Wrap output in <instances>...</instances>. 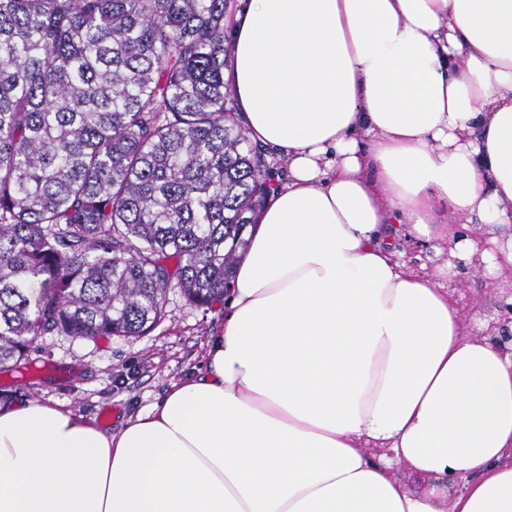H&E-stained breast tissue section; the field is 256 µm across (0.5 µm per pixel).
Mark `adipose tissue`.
<instances>
[{"label": "adipose tissue", "instance_id": "obj_1", "mask_svg": "<svg viewBox=\"0 0 512 512\" xmlns=\"http://www.w3.org/2000/svg\"><path fill=\"white\" fill-rule=\"evenodd\" d=\"M228 27L237 112L288 179L224 331L118 433L0 406V512H512V353L451 262L383 233L512 268V0H247ZM396 243L398 250L402 253L400 260L405 262L409 267L418 269L421 265L438 264L445 262L446 250L438 253L432 246H418L406 241L402 231L397 232Z\"/></svg>", "mask_w": 512, "mask_h": 512}]
</instances>
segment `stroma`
Here are the masks:
<instances>
[{"label": "stroma", "instance_id": "stroma-1", "mask_svg": "<svg viewBox=\"0 0 512 512\" xmlns=\"http://www.w3.org/2000/svg\"><path fill=\"white\" fill-rule=\"evenodd\" d=\"M466 311L490 319L512 288V274L469 268L447 283ZM166 317L140 337L96 340L60 334L39 337L31 371L0 368V398L59 402L106 431L147 411L169 386L202 368L212 337L224 330V307L206 309L179 289L167 294Z\"/></svg>", "mask_w": 512, "mask_h": 512}]
</instances>
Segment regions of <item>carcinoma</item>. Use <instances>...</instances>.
Returning <instances> with one entry per match:
<instances>
[{"label":"carcinoma","mask_w":512,"mask_h":512,"mask_svg":"<svg viewBox=\"0 0 512 512\" xmlns=\"http://www.w3.org/2000/svg\"><path fill=\"white\" fill-rule=\"evenodd\" d=\"M227 0H0V367L224 302L273 191L235 116ZM38 292H32V289Z\"/></svg>","instance_id":"cac0c4a2"}]
</instances>
